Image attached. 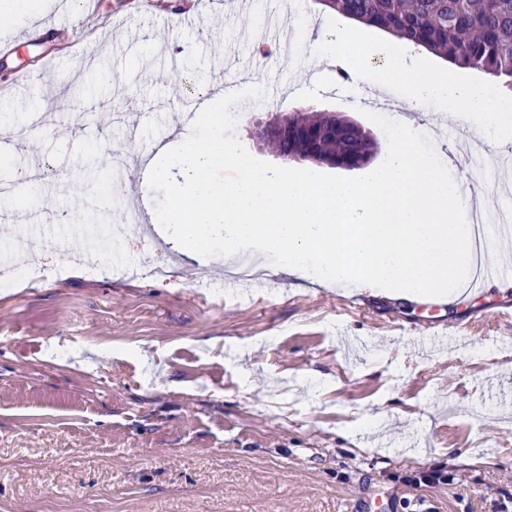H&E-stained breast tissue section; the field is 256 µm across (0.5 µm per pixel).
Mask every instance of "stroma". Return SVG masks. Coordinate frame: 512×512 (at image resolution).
Returning a JSON list of instances; mask_svg holds the SVG:
<instances>
[{"mask_svg":"<svg viewBox=\"0 0 512 512\" xmlns=\"http://www.w3.org/2000/svg\"><path fill=\"white\" fill-rule=\"evenodd\" d=\"M42 15L0 24V266L45 279L0 288V512H501L512 502V278L454 298L447 320L477 312L467 348H420L418 300L369 295L266 268L240 302L221 288L226 258L148 242L120 221L153 203L138 166L190 126L174 81L210 98L233 79L224 53L254 60L280 14L300 45L342 16L313 0H41ZM204 16L188 29L185 11ZM251 30V41L240 38ZM81 57H74L73 39ZM319 77L306 86L309 70ZM285 111L335 112L383 131L347 101L336 66L301 53L257 71ZM236 136L280 164L247 109ZM459 158L477 137L464 120L419 112ZM47 176L21 179L33 162ZM129 238L137 275H78L69 255L97 233ZM164 266L165 273L152 270ZM208 288L197 289V280ZM468 449L472 466L448 461ZM451 475L411 486L410 477Z\"/></svg>","mask_w":512,"mask_h":512,"instance_id":"obj_1","label":"stroma"}]
</instances>
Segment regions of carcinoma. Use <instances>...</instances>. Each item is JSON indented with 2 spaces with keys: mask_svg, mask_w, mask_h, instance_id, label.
<instances>
[{
  "mask_svg": "<svg viewBox=\"0 0 512 512\" xmlns=\"http://www.w3.org/2000/svg\"><path fill=\"white\" fill-rule=\"evenodd\" d=\"M349 20L405 38L461 69L477 70L512 91V0H316ZM292 134L263 139L289 160L355 163L376 143L350 119L329 112H292Z\"/></svg>",
  "mask_w": 512,
  "mask_h": 512,
  "instance_id": "cac0c4a2",
  "label": "carcinoma"
}]
</instances>
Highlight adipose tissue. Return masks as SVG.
Segmentation results:
<instances>
[{
  "instance_id": "ef3b65f1",
  "label": "adipose tissue",
  "mask_w": 512,
  "mask_h": 512,
  "mask_svg": "<svg viewBox=\"0 0 512 512\" xmlns=\"http://www.w3.org/2000/svg\"><path fill=\"white\" fill-rule=\"evenodd\" d=\"M319 59L349 66L355 77L372 90H402L408 111L433 107L455 118H469L484 135L497 140L512 137V97L499 94L485 80L461 83L444 65L419 68L417 49L403 39L387 46L368 45L357 35V27L346 24L330 35L318 36Z\"/></svg>"
}]
</instances>
